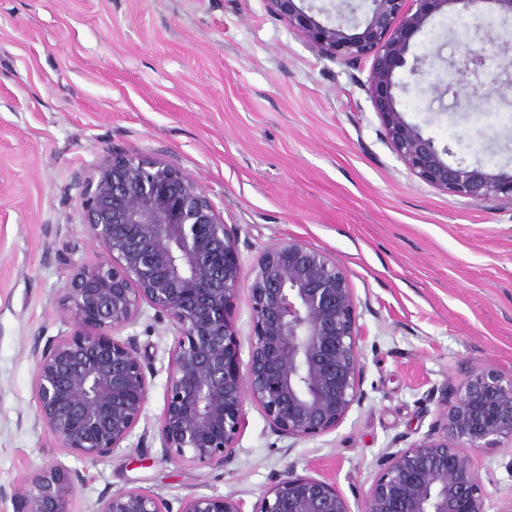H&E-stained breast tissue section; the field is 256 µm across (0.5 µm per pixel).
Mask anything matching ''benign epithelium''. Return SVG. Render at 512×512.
Returning <instances> with one entry per match:
<instances>
[{"mask_svg":"<svg viewBox=\"0 0 512 512\" xmlns=\"http://www.w3.org/2000/svg\"><path fill=\"white\" fill-rule=\"evenodd\" d=\"M321 56L347 65L373 59L365 84L384 136L410 173L426 184L474 202L512 204V171L487 172L451 164L447 147L408 122L396 75L423 72L408 63L412 39L436 15L458 16L478 3L512 16V0H367L362 25L340 17L323 24L305 0H265ZM355 32H350V29ZM509 58L490 62L470 51L455 68L464 76L500 81ZM81 224L104 256L74 264L58 306L69 333L49 338L33 378L39 417L59 447L85 461L112 455L138 424L157 370L136 338L121 333L143 314L169 318L170 349L164 405L157 422L163 454L178 463L230 464L256 405L274 432L303 440L328 433L362 401L363 340L357 304L336 256L295 239L273 243L249 276L242 274L238 238L207 191L164 157L141 153L103 159L88 180ZM246 292L252 335L247 365L237 353L230 316ZM512 444V376L467 365L422 439L387 454L365 492L362 512H487L470 449ZM72 480L56 466L25 479L16 495L26 512H70ZM99 512H170L163 497L139 488L117 491ZM179 512H245L231 495H194ZM251 512H351L324 480L290 466L252 505Z\"/></svg>","mask_w":512,"mask_h":512,"instance_id":"1","label":"benign epithelium"}]
</instances>
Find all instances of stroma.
Masks as SVG:
<instances>
[{"mask_svg":"<svg viewBox=\"0 0 512 512\" xmlns=\"http://www.w3.org/2000/svg\"><path fill=\"white\" fill-rule=\"evenodd\" d=\"M442 14L411 55L440 71L471 47L500 53L512 19ZM483 24L470 45L464 27ZM371 63L321 57L265 0H0V512L43 466L76 474L71 512L139 487L178 512L190 495L253 504L284 465L334 483L360 512L381 458L425 435L431 390L464 365L512 373V205L428 186L392 151L363 87ZM406 119L449 163L512 169V95L465 111L454 90L410 85ZM159 152L197 180L238 233L243 272L297 239L336 256L355 295L364 399L335 430L297 441L255 405L231 465L167 460L157 421L173 329L145 309L129 332L157 375L122 448L91 463L38 416V347L68 325L57 302L71 264L102 257L80 223L84 186L115 153ZM488 512H512V444L472 452Z\"/></svg>","mask_w":512,"mask_h":512,"instance_id":"stroma-1","label":"stroma"}]
</instances>
